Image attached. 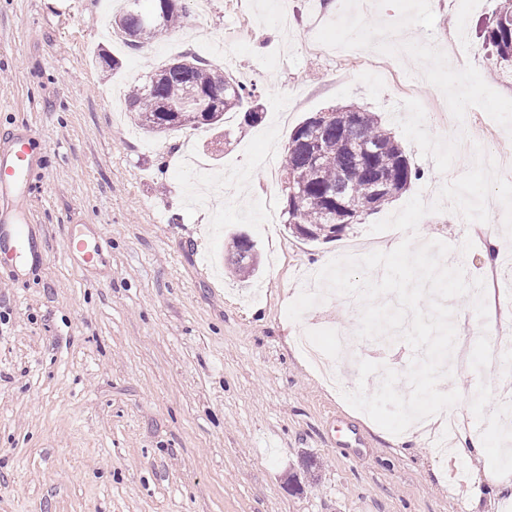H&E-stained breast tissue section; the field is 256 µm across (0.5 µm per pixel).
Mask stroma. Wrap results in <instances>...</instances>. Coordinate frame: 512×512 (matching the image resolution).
<instances>
[{
	"label": "stroma",
	"mask_w": 512,
	"mask_h": 512,
	"mask_svg": "<svg viewBox=\"0 0 512 512\" xmlns=\"http://www.w3.org/2000/svg\"><path fill=\"white\" fill-rule=\"evenodd\" d=\"M275 2L210 0L207 14L189 11L180 28L130 51L106 29L107 0H0V137L30 126L41 154L27 200L41 257L19 278L0 269V512H512L500 489L470 498L471 472L438 452L437 426L417 425L401 443L350 407L297 345L307 334L334 351L337 329L359 323L333 295L300 321L287 317L320 259L400 239L369 227L441 175L393 121L399 98L374 76L380 53L358 62L306 51L309 27L339 15L335 0H288L286 29L270 24ZM430 2L432 32L412 26L405 38L456 42L512 98V80L477 36L496 0ZM234 34V75L264 113L252 126L227 113L222 149L208 146L206 129L148 134L112 110L179 53L223 66L216 46ZM104 51L121 57L119 73L100 64ZM390 63L411 80V98L439 107L426 119L432 134L465 129L451 174L468 170L477 144L512 159V135L482 109L457 123L414 60ZM349 104L374 112L423 177L336 239L306 242L282 220L285 148L305 117ZM86 232L109 251L82 275L66 243ZM239 233L259 253L246 281L230 264ZM418 233L452 243L447 263L466 259L472 277H485L486 243L458 215H426ZM411 355L400 340H360L334 368L353 389L358 361L402 373ZM481 372L457 367L449 380L464 429L482 411L472 385L496 390ZM351 424L363 455L340 446Z\"/></svg>",
	"instance_id": "1"
}]
</instances>
